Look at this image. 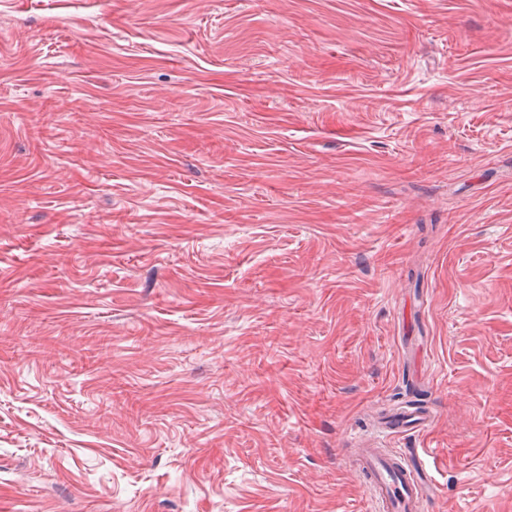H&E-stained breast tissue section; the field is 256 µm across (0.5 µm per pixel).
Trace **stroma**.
Instances as JSON below:
<instances>
[{"label": "stroma", "instance_id": "obj_1", "mask_svg": "<svg viewBox=\"0 0 512 512\" xmlns=\"http://www.w3.org/2000/svg\"><path fill=\"white\" fill-rule=\"evenodd\" d=\"M512 512V0H0V512ZM405 412L382 421L372 443L343 448V455H356L354 469L365 480L375 510L381 512H419L433 482L427 467L425 448L407 452L387 448L385 441L406 430V425H424L426 418Z\"/></svg>", "mask_w": 512, "mask_h": 512}]
</instances>
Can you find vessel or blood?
<instances>
[{
  "instance_id": "vessel-or-blood-1",
  "label": "vessel or blood",
  "mask_w": 512,
  "mask_h": 512,
  "mask_svg": "<svg viewBox=\"0 0 512 512\" xmlns=\"http://www.w3.org/2000/svg\"><path fill=\"white\" fill-rule=\"evenodd\" d=\"M424 416L408 411L381 422L372 443L356 449L355 469L365 480L378 512H420L433 477L426 449L406 452L387 448L388 439L405 431L407 424L424 423Z\"/></svg>"
}]
</instances>
